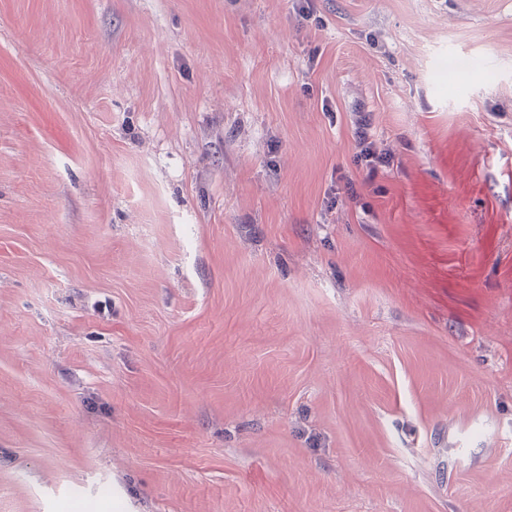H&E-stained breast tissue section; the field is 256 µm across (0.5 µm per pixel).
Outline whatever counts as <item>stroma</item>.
<instances>
[{
  "instance_id": "35a3bbf8",
  "label": "stroma",
  "mask_w": 512,
  "mask_h": 512,
  "mask_svg": "<svg viewBox=\"0 0 512 512\" xmlns=\"http://www.w3.org/2000/svg\"><path fill=\"white\" fill-rule=\"evenodd\" d=\"M0 512H512V0H0ZM361 113L356 119L355 122V134L358 137L359 144L362 146V149L360 151V158L361 160H364L366 163V167L369 168V172H374L375 165L378 161V157L375 156L374 152L371 149L372 142L369 141V133L368 130L371 128V122L370 118L364 114V112H358ZM363 113V114H362Z\"/></svg>"
}]
</instances>
